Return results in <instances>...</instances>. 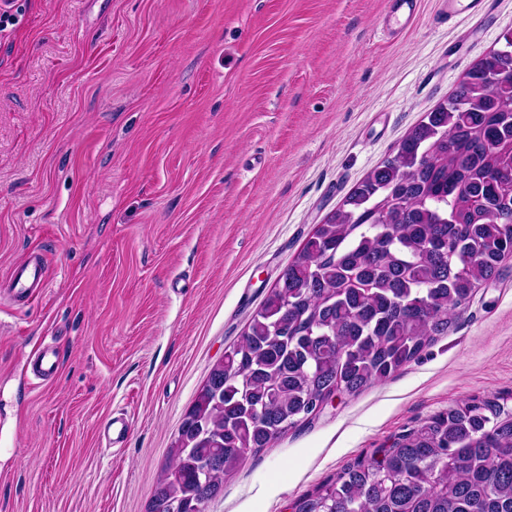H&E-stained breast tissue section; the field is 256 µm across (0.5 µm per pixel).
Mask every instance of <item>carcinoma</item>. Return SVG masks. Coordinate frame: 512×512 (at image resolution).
I'll return each instance as SVG.
<instances>
[{"label": "carcinoma", "mask_w": 512, "mask_h": 512, "mask_svg": "<svg viewBox=\"0 0 512 512\" xmlns=\"http://www.w3.org/2000/svg\"><path fill=\"white\" fill-rule=\"evenodd\" d=\"M464 102L458 109L456 101ZM512 256V48L423 120L305 240L212 366L148 512H199L240 449L273 446L335 398L392 377L454 326ZM297 512H512V394L472 397L357 458Z\"/></svg>", "instance_id": "1"}]
</instances>
